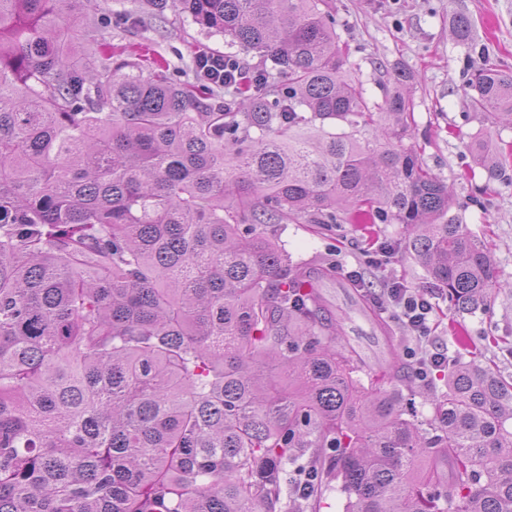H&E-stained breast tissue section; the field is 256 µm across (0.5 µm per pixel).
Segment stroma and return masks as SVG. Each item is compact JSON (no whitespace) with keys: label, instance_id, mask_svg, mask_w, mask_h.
Instances as JSON below:
<instances>
[{"label":"stroma","instance_id":"obj_1","mask_svg":"<svg viewBox=\"0 0 512 512\" xmlns=\"http://www.w3.org/2000/svg\"><path fill=\"white\" fill-rule=\"evenodd\" d=\"M336 7L340 42L350 48L347 66L359 70L370 95L380 94L372 62L399 65L413 74V134L421 158L452 189L454 214L485 241L506 285L496 290L486 311L462 316L449 309L425 271L404 252H395L379 268L365 264L364 255L374 243L401 238L398 224H341L331 232L312 224H287L281 241L293 257H325L343 265L325 293L346 339L367 357L379 355L383 342L341 286L346 271L354 268L375 293L400 282L430 297L434 328L429 342L434 349L455 359H478L512 376V159L492 175L475 155L480 141L492 148L512 144V129L484 124L464 95L473 66L494 58L512 64V0H336ZM107 9L123 18L120 27L107 33V42L151 44L172 65L188 68L200 51L225 49L223 36L205 34L171 9L159 17L135 0H92L86 7L91 18ZM460 13L472 23L467 47L457 44L448 29Z\"/></svg>","mask_w":512,"mask_h":512}]
</instances>
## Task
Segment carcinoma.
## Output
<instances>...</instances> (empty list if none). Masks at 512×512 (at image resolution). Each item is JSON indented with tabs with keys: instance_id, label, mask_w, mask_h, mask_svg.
I'll return each mask as SVG.
<instances>
[{
	"instance_id": "cac0c4a2",
	"label": "carcinoma",
	"mask_w": 512,
	"mask_h": 512,
	"mask_svg": "<svg viewBox=\"0 0 512 512\" xmlns=\"http://www.w3.org/2000/svg\"><path fill=\"white\" fill-rule=\"evenodd\" d=\"M88 2L0 0V512H281L307 453L309 498L329 478L346 512H512V382L458 360L406 418L392 329L362 294L387 357L336 345V265L265 230L400 224L456 313L487 309L499 272L412 142L411 75L369 95L336 0H145L260 58L221 93L112 51ZM464 93L512 128L511 67ZM417 384L420 383L418 379L415 381ZM417 384H413L412 388L415 391V396H412V412L414 415V419H417L418 421H425L426 419L430 418L433 413V406L431 402L430 395L428 396L427 393L423 394L422 390L417 387ZM404 394H409V389L406 387H402Z\"/></svg>"
}]
</instances>
